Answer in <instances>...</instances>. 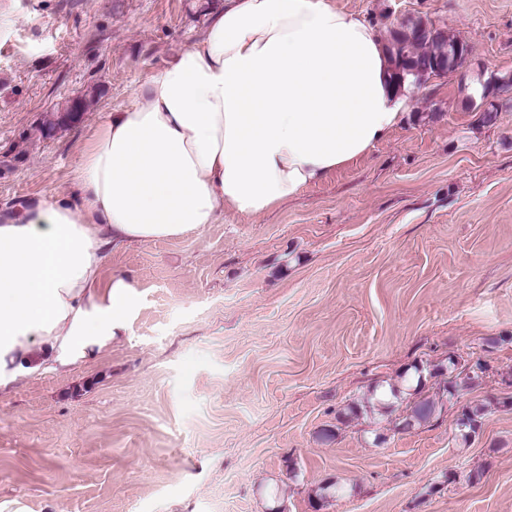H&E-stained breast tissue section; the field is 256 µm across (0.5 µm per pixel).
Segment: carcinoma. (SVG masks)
I'll list each match as a JSON object with an SVG mask.
<instances>
[{"mask_svg": "<svg viewBox=\"0 0 512 512\" xmlns=\"http://www.w3.org/2000/svg\"><path fill=\"white\" fill-rule=\"evenodd\" d=\"M458 37L439 31L432 32L421 28V19H413L398 29L389 31L386 37L387 51L391 63V77L397 82L410 76L414 85L421 87L432 79L435 66L443 56V50L453 46ZM512 86V73L499 72L497 80L491 86H481L475 90L479 99L488 95L496 96L507 87ZM90 104L84 96H77L65 104L50 111L42 125L38 127L41 135H49L56 130L70 128L80 122ZM406 425L424 423L438 412V402L424 397L406 407ZM486 415L484 406H466L462 409L456 425L463 440H468L481 428Z\"/></svg>", "mask_w": 512, "mask_h": 512, "instance_id": "cac0c4a2", "label": "carcinoma"}]
</instances>
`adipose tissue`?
Returning <instances> with one entry per match:
<instances>
[{"label": "adipose tissue", "mask_w": 512, "mask_h": 512, "mask_svg": "<svg viewBox=\"0 0 512 512\" xmlns=\"http://www.w3.org/2000/svg\"><path fill=\"white\" fill-rule=\"evenodd\" d=\"M382 34L333 0H224L203 37L106 115L73 200L0 217V388L20 362L66 364L128 332L108 248L258 215L370 152L401 117Z\"/></svg>", "instance_id": "obj_1"}]
</instances>
